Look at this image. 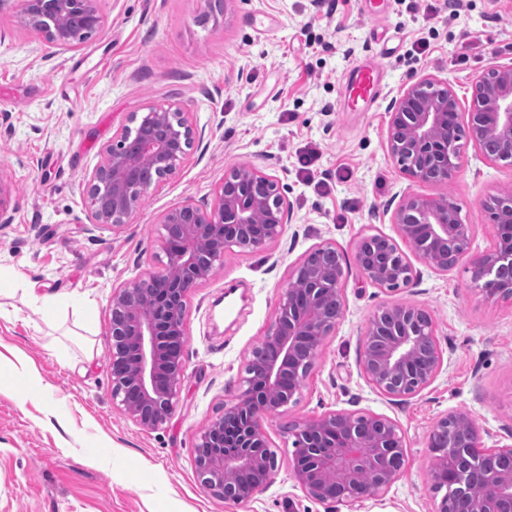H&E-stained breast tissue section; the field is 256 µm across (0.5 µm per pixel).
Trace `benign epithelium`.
<instances>
[{"instance_id": "1", "label": "benign epithelium", "mask_w": 512, "mask_h": 512, "mask_svg": "<svg viewBox=\"0 0 512 512\" xmlns=\"http://www.w3.org/2000/svg\"><path fill=\"white\" fill-rule=\"evenodd\" d=\"M95 32L104 19L97 0H25L20 25L61 49L74 46L73 20ZM474 112L463 127L461 106L448 82L424 75L392 100L386 150L414 182L446 183L458 172L467 147L490 162L512 160V61L495 63L477 80ZM100 152L88 174L91 223L118 231L129 223L159 183L174 176L201 132L175 106H150L132 117ZM282 181L251 167L224 172L214 203L185 202L160 218L158 266L112 287V400L136 425L154 430L171 418L183 381L186 297L206 281L232 248L257 250L276 242L294 210ZM11 186L0 176V223L7 224ZM497 227L493 248L474 253V227L446 199L404 192L391 213L401 238L431 270L446 273L467 260L487 299H512V194L485 203ZM326 241L289 272L274 319L253 350L244 388L224 403L222 414L195 437L194 470L201 489L226 503L255 498L271 483L278 456L269 445L265 419L301 395L328 337L342 321L344 271L325 256ZM357 264L366 281L387 290L420 277L398 245L381 235L361 238ZM443 366L431 320L409 304L380 306L366 331L362 373L379 393L394 399L430 385ZM330 411L305 419L291 432L295 448L290 476L322 502L358 512L364 500L389 488L405 463L398 425L381 415ZM481 447L474 417L466 411L441 418L429 441L431 475L445 490L436 512H454L468 500L470 512H512V444ZM508 461L477 477L457 449Z\"/></svg>"}]
</instances>
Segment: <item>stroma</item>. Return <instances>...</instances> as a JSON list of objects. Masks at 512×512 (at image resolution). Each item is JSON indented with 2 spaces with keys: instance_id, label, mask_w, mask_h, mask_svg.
<instances>
[{
  "instance_id": "35a3bbf8",
  "label": "stroma",
  "mask_w": 512,
  "mask_h": 512,
  "mask_svg": "<svg viewBox=\"0 0 512 512\" xmlns=\"http://www.w3.org/2000/svg\"><path fill=\"white\" fill-rule=\"evenodd\" d=\"M23 3L0 5V173L14 186L0 226V267L13 273L0 280V512H340L288 476L290 426L334 409L386 416L404 439L399 478L360 512H434L440 418L470 412L485 447L512 443V300L484 299L464 260L440 274L414 259L419 280L385 290L355 258L364 235L398 239L386 208L406 191L450 199L474 226L473 251L493 247L483 203L512 190V165L470 148L452 182H413L386 133L390 102L428 74L469 113L483 72L512 61V0H419L414 12L376 0V17L367 0H226L220 12L205 0H99L103 29L69 51L19 27ZM367 62L382 71L380 96L372 111H345L343 76ZM151 105L180 107L200 141L120 231L91 224L86 178L101 147ZM310 149L319 189L297 172ZM236 166L287 183L294 221L267 249L227 252L192 290L176 411L141 429L112 400V287L156 267L166 210L212 206ZM325 241L345 272L343 320L298 403L264 423L279 467L250 502L209 496L194 438L238 392L291 267ZM398 303L427 312L444 353L435 381L402 402L360 370L373 313Z\"/></svg>"
}]
</instances>
